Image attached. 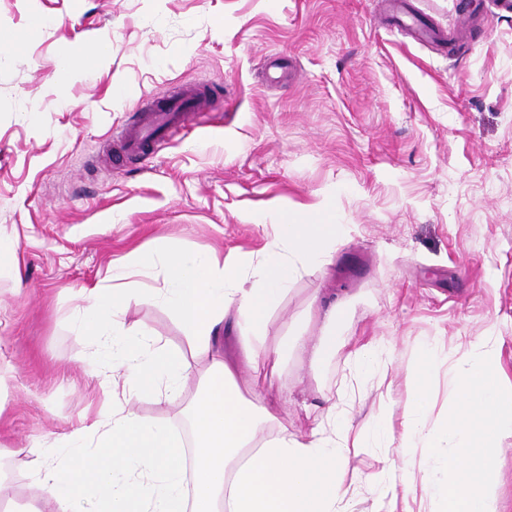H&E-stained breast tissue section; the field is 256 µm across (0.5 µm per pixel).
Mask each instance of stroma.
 <instances>
[{
	"mask_svg": "<svg viewBox=\"0 0 512 512\" xmlns=\"http://www.w3.org/2000/svg\"><path fill=\"white\" fill-rule=\"evenodd\" d=\"M453 44L412 41L380 0H0V498L33 494L28 463L100 400L90 344L70 315L80 288L168 244L258 259L276 218L341 224L325 270L299 275L269 315V343L316 338L317 304L341 301L336 339H376L392 362L351 391L337 349L319 370L259 366L272 428L309 435L327 397L401 433L427 345L503 339L512 387V16L488 0H412ZM109 55L84 60L100 41ZM188 86L210 102L152 159L122 169L103 146L143 101ZM130 321L186 349L165 308ZM398 464L432 512L422 456L364 449L357 512H390L367 479Z\"/></svg>",
	"mask_w": 512,
	"mask_h": 512,
	"instance_id": "35a3bbf8",
	"label": "stroma"
}]
</instances>
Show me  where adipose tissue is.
<instances>
[{"mask_svg":"<svg viewBox=\"0 0 512 512\" xmlns=\"http://www.w3.org/2000/svg\"><path fill=\"white\" fill-rule=\"evenodd\" d=\"M336 232L313 221L277 225L261 258L246 267L165 245L113 268L112 287L82 289L72 325L107 356L106 364H87L103 404L31 460L37 495L27 512H355L353 460L391 434L373 419L355 423L332 399L307 439L268 432L273 416L263 391L240 386L246 371L279 367L288 351L310 352L315 366L335 352L339 304L319 315L312 349L300 337L270 346L266 326L301 270L327 265ZM145 278L155 287H142ZM134 305L168 309L187 332L190 354L128 322ZM228 331L239 345L235 361L224 354ZM144 399L186 400L188 432L143 417L134 405Z\"/></svg>","mask_w":512,"mask_h":512,"instance_id":"1","label":"adipose tissue"}]
</instances>
